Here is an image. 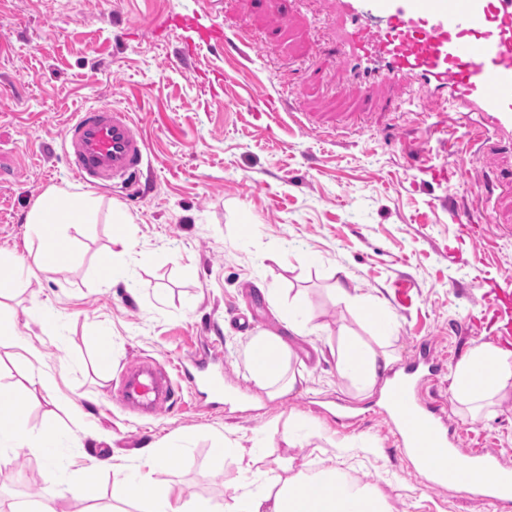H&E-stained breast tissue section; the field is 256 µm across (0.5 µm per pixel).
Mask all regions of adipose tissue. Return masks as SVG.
Listing matches in <instances>:
<instances>
[{"label": "adipose tissue", "mask_w": 512, "mask_h": 512, "mask_svg": "<svg viewBox=\"0 0 512 512\" xmlns=\"http://www.w3.org/2000/svg\"><path fill=\"white\" fill-rule=\"evenodd\" d=\"M55 206L56 201L49 194L28 212L26 222L38 237L39 246L29 265H9L8 275L0 278L1 297L7 296L16 282L29 279L34 271H56L52 258L68 249L64 237L68 224L93 223L98 210L97 199L89 192L81 193L78 203L70 205V220H54ZM255 345L265 349L267 355L253 365L254 384L273 396L294 390L302 373L281 371L293 355L290 345L272 333L259 336ZM332 356L339 375L350 380L363 396L376 388L394 361L385 347H373L358 336L340 337ZM451 378L453 398L466 415L474 420L488 417L495 402L512 391V349L491 343L474 347L456 364ZM73 446L70 430L56 428L35 435L28 430L22 409L0 410V463L11 460L22 449H38L45 462L46 479L63 483L68 492L74 493L86 473L108 471L111 464L109 458L83 448L75 456H61V449ZM183 451L180 445L160 451L150 447L141 450L112 504L100 512H212L205 504L190 506L181 491L151 485L152 474ZM362 502L369 503L372 512H391L386 497L376 486L339 474L336 469L306 474L285 467L267 477L257 490L237 495L233 512H358L357 506Z\"/></svg>", "instance_id": "1"}]
</instances>
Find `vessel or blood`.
<instances>
[{
    "label": "vessel or blood",
    "instance_id": "vessel-or-blood-1",
    "mask_svg": "<svg viewBox=\"0 0 512 512\" xmlns=\"http://www.w3.org/2000/svg\"><path fill=\"white\" fill-rule=\"evenodd\" d=\"M333 15L336 58L364 92L387 81L411 83L437 106L469 116L474 141L512 140V0H333ZM61 146L73 175L99 189L134 186L147 156L129 110L109 106L77 112ZM437 370L429 348H421L384 388L411 465L429 484L463 477L490 503L506 502L512 468L480 448L459 454L444 414L422 400L419 389ZM182 382L205 388L216 403L227 393L223 375L207 373L204 361L166 369L142 358L123 366L115 392L123 407L156 415L176 401Z\"/></svg>",
    "mask_w": 512,
    "mask_h": 512
}]
</instances>
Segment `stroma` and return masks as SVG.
Masks as SVG:
<instances>
[{
  "label": "stroma",
  "instance_id": "1",
  "mask_svg": "<svg viewBox=\"0 0 512 512\" xmlns=\"http://www.w3.org/2000/svg\"><path fill=\"white\" fill-rule=\"evenodd\" d=\"M171 13L221 27L223 49L203 45L173 65L192 33L167 23ZM0 33V173L10 178L0 187V250L29 259L38 247L25 224L34 203L53 188L85 192L60 147L77 112L143 99L145 111L132 117L148 144L140 188L99 191L97 222L68 227L69 267L38 275L0 305L41 352L32 365L0 347V383L12 386L28 428L73 426L29 382L37 368L54 375L60 395L80 399L107 436L94 450L114 469L70 495L46 481L41 456L26 448L0 465L1 499L61 498L65 512H86L89 502L111 503L138 448L178 443L184 453L153 473V485L217 512H231L233 495L259 487L279 458L376 485L393 512H512V503L427 485L379 394L358 396L330 354L340 335L376 336L334 291L348 279L360 296L383 300L396 362L430 344L442 370L423 395L446 411L460 448L480 446L512 467V399L472 422L450 390L459 359L492 339L486 282L512 277V194L478 195L483 182L512 183V152L475 150L455 112L415 87L385 83L365 97L336 59L330 0H0ZM218 70L223 82L208 84ZM259 87L274 109L253 104ZM453 157L464 177L437 180L435 169ZM457 202L478 229L456 223ZM116 209L132 219V249L105 286L96 272L112 249ZM295 298L308 332L287 337L304 379L271 397L251 378L248 347L264 332L286 335L278 305ZM39 310L60 319L62 338L35 323ZM239 313L253 317L250 331L233 325ZM211 343L209 371L242 395L215 407L185 391L153 418L121 407L114 382L125 363H164ZM340 397L355 420L331 418ZM299 422L314 433L288 447L282 435ZM266 440L276 457L249 465L234 454ZM222 446L230 452L215 472L210 459Z\"/></svg>",
  "mask_w": 512,
  "mask_h": 512
}]
</instances>
